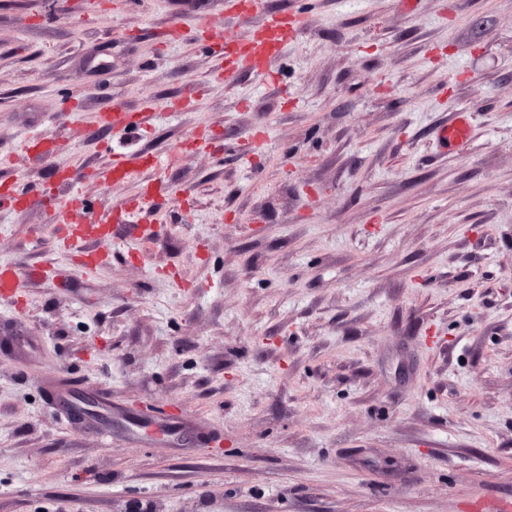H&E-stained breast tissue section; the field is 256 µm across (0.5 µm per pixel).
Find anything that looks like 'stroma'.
<instances>
[{
    "mask_svg": "<svg viewBox=\"0 0 512 512\" xmlns=\"http://www.w3.org/2000/svg\"><path fill=\"white\" fill-rule=\"evenodd\" d=\"M0 0V512H493L512 501V0ZM153 116L135 133L106 111ZM472 116L465 148L437 127ZM82 134L74 138L71 127ZM58 138L43 160L30 137ZM156 160L116 183L112 156ZM107 227L91 272L41 191ZM48 275L26 277L27 267ZM17 327L33 348L11 343ZM60 380L111 414L74 420ZM303 27L304 21L296 14H267L252 39L243 46L231 48L224 45V52L219 53L216 46L220 43L215 41L213 49L224 56L225 80H230L241 70L265 77V61L279 54Z\"/></svg>",
    "mask_w": 512,
    "mask_h": 512,
    "instance_id": "obj_1",
    "label": "stroma"
}]
</instances>
